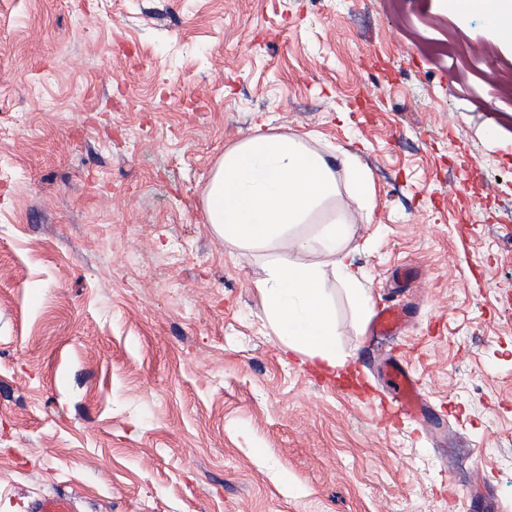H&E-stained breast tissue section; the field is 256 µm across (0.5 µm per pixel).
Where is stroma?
I'll use <instances>...</instances> for the list:
<instances>
[{"mask_svg":"<svg viewBox=\"0 0 512 512\" xmlns=\"http://www.w3.org/2000/svg\"><path fill=\"white\" fill-rule=\"evenodd\" d=\"M482 47L484 77L450 69ZM500 111L484 101L487 88ZM373 182L349 243L409 309L431 430L325 273L350 387L284 355L205 195L256 123ZM416 270L399 286L396 270ZM512 512V45L444 0H0V512ZM30 512H75L74 497L68 494H53L32 500Z\"/></svg>","mask_w":512,"mask_h":512,"instance_id":"obj_1","label":"stroma"}]
</instances>
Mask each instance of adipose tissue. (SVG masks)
Segmentation results:
<instances>
[{"mask_svg": "<svg viewBox=\"0 0 512 512\" xmlns=\"http://www.w3.org/2000/svg\"><path fill=\"white\" fill-rule=\"evenodd\" d=\"M448 10L485 14L499 40L512 43V0H448ZM335 197L336 172L325 153L307 147L298 136L259 129L225 151L207 189L206 210L209 224L225 243L257 245L283 238ZM355 224L353 214L341 209L322 226L317 240H292L291 254L279 256L256 283L267 320L286 350L320 370L343 366L346 356L337 344L324 268L297 261L296 255L319 245L358 313L369 317L367 278L347 248Z\"/></svg>", "mask_w": 512, "mask_h": 512, "instance_id": "obj_1", "label": "adipose tissue"}]
</instances>
